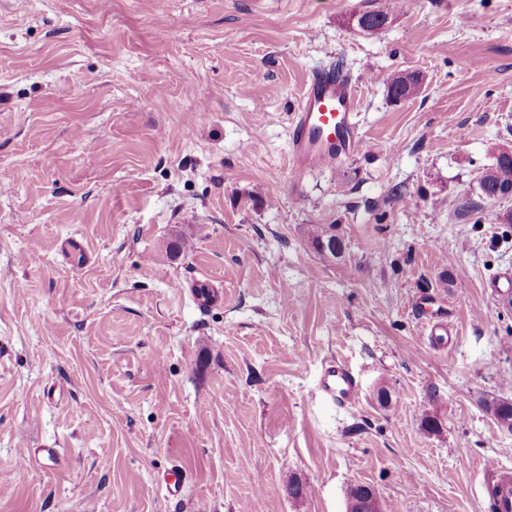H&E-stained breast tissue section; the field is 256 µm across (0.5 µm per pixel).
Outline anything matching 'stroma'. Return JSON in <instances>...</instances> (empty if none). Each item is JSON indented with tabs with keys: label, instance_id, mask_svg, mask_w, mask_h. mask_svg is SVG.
Returning <instances> with one entry per match:
<instances>
[{
	"label": "stroma",
	"instance_id": "35a3bbf8",
	"mask_svg": "<svg viewBox=\"0 0 512 512\" xmlns=\"http://www.w3.org/2000/svg\"><path fill=\"white\" fill-rule=\"evenodd\" d=\"M377 5L0 0V512H346L353 483L385 512H491L512 196L480 179L512 140V0L358 31ZM336 64L362 147L294 175L301 90ZM398 71L418 95L390 97ZM331 361L355 405L319 396ZM312 241L321 252H327L333 257L341 254L342 241L330 229L313 228L311 231Z\"/></svg>",
	"mask_w": 512,
	"mask_h": 512
}]
</instances>
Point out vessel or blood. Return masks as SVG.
<instances>
[{
    "label": "vessel or blood",
    "instance_id": "vessel-or-blood-1",
    "mask_svg": "<svg viewBox=\"0 0 512 512\" xmlns=\"http://www.w3.org/2000/svg\"><path fill=\"white\" fill-rule=\"evenodd\" d=\"M358 110L355 86L335 70L312 73L305 82L290 128V161L294 172L335 165L361 148L354 116ZM320 395L336 404L354 403L359 387L340 363H329L318 384ZM493 512H512V470L487 466Z\"/></svg>",
    "mask_w": 512,
    "mask_h": 512
}]
</instances>
